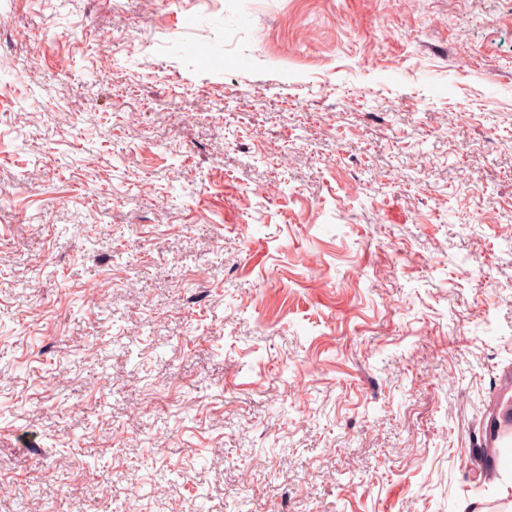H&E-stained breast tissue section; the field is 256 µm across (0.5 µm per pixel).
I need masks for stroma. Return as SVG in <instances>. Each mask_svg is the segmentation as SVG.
<instances>
[{
  "label": "stroma",
  "instance_id": "obj_1",
  "mask_svg": "<svg viewBox=\"0 0 512 512\" xmlns=\"http://www.w3.org/2000/svg\"><path fill=\"white\" fill-rule=\"evenodd\" d=\"M0 32V512H507L512 0Z\"/></svg>",
  "mask_w": 512,
  "mask_h": 512
}]
</instances>
